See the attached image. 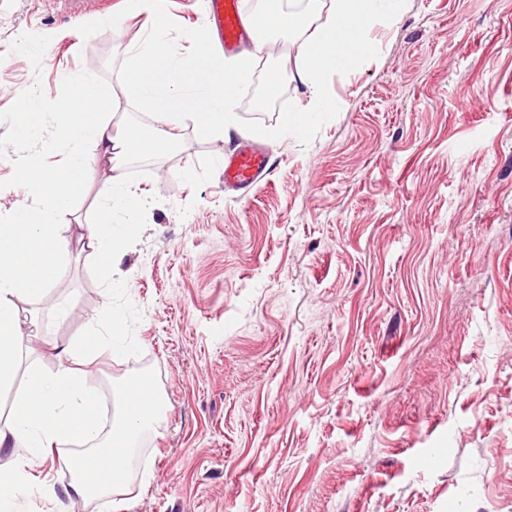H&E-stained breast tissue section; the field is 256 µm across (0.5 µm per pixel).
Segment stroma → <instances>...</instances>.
I'll list each match as a JSON object with an SVG mask.
<instances>
[{"mask_svg": "<svg viewBox=\"0 0 512 512\" xmlns=\"http://www.w3.org/2000/svg\"><path fill=\"white\" fill-rule=\"evenodd\" d=\"M158 6L187 52L201 0ZM101 14L0 0V114L19 88L60 111L58 72L87 66L115 92L107 111L154 129L124 85L136 26ZM371 37L373 56L324 75L329 111L282 138L307 95L291 36L268 34L235 101L239 135L188 128L128 160L147 202L109 271L78 241L97 218L107 166L94 165L57 218L70 240L57 280L16 301L22 364L0 419L31 366L95 350L112 309L132 350L92 367L102 416L136 377L161 406L123 491L69 501L52 454L20 512H512V0H405ZM273 78L280 101L253 111L250 91ZM56 131L19 141L0 123V208L33 200L18 161L62 163ZM246 146L269 170L225 190L222 160ZM424 451L436 463L420 470Z\"/></svg>", "mask_w": 512, "mask_h": 512, "instance_id": "stroma-1", "label": "stroma"}]
</instances>
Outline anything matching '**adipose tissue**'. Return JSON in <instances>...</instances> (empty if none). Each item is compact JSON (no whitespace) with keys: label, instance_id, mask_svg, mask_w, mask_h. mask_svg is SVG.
I'll return each instance as SVG.
<instances>
[{"label":"adipose tissue","instance_id":"adipose-tissue-1","mask_svg":"<svg viewBox=\"0 0 512 512\" xmlns=\"http://www.w3.org/2000/svg\"><path fill=\"white\" fill-rule=\"evenodd\" d=\"M374 2L307 0L300 12H261L260 29L293 35V76L307 90L306 103L285 117V130L302 132L312 113L326 109L323 75L373 55L376 47L370 30L393 26L404 0H390L386 11L376 9ZM126 16H140L144 22L127 45L132 66L124 82L162 133H145L138 125L113 121L111 114L102 112L113 92L96 84L90 71L62 74V82L72 89L59 119L64 164L55 170L32 161L22 164V177L37 202L14 206L0 220L1 390L12 386L20 364L15 300L42 296L58 276L65 239L56 218L69 209L90 172L86 145H93L110 163L99 221L85 227L93 255L104 258L116 256L133 234L132 224L118 221L117 213L141 204L123 174L130 155L166 152L178 132L188 127L221 138L238 129L234 99L250 79L249 61L226 62L211 51V39L200 28L186 36L189 53L174 51L168 19L155 0H126ZM16 97L19 118L13 126L14 138L41 137L48 117L42 98L32 90L17 92ZM90 363V358L69 353L56 370L33 371L17 394L12 415L0 430V450H9L12 457L10 466L0 469V512H17L20 497L33 487L31 465L61 443L85 449L84 454L65 460L76 475L65 489L68 498L83 499L96 491L116 492L126 486L136 439L153 421L160 398L154 391L143 399L126 394L119 412L111 422H104L91 388Z\"/></svg>","mask_w":512,"mask_h":512}]
</instances>
